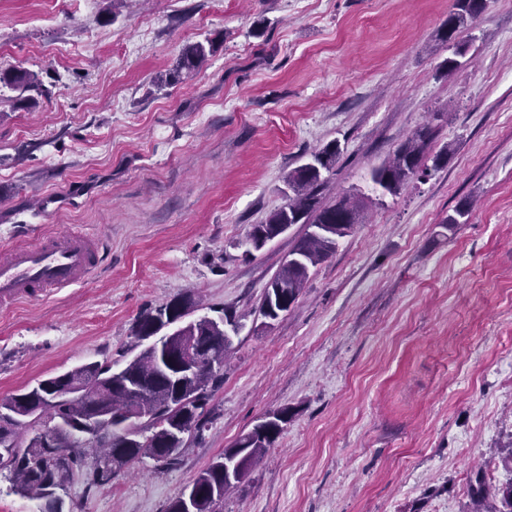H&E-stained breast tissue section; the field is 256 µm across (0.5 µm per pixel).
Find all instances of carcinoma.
<instances>
[{"label": "carcinoma", "instance_id": "obj_1", "mask_svg": "<svg viewBox=\"0 0 512 512\" xmlns=\"http://www.w3.org/2000/svg\"><path fill=\"white\" fill-rule=\"evenodd\" d=\"M486 4L487 0H451L441 32V40L454 49V57L443 64L446 72L459 65L458 33L483 13ZM212 53L210 43L185 46L176 69L158 74L155 82L165 86L182 81L202 68ZM2 88L19 92L16 102L28 110L38 107L39 98L48 93L36 73L16 68L0 69ZM430 137V126L416 129L392 156L372 168L371 180L382 194L395 196L409 181L425 180L432 176L431 170L439 168L442 156L431 169L421 165ZM339 155V145L330 143L288 172L287 203L270 212L265 222L254 225L248 236L247 242L258 251L292 225H309L264 289L259 309L264 318L274 321L288 311L304 288L310 268L329 258L339 239L359 223L360 209L353 195L345 194L330 205L322 204L319 197L327 182L325 174L333 172ZM192 306L191 298L177 296L140 315L134 329L137 353L123 367L115 369L110 362L81 364L0 402V448L6 451V455L0 454V470L9 472L17 493L44 501L41 512H63L61 491L82 468L91 483L104 486L143 457L166 466L179 464V455H170V449L184 447L185 436L203 428L199 409L208 390L223 381L224 358L231 346L226 326L240 328L238 322L222 316L205 315L187 322ZM165 312L177 321V326L160 338L169 353L182 361L197 355L205 358L190 375L167 373L162 368L152 336ZM130 414L142 418L143 424L121 425ZM98 415L109 416V422L94 435L86 437L71 430L80 420ZM59 417L65 425L56 428L49 445L40 431ZM288 419V409L282 408L275 421L253 427L224 449L193 481V512H223L224 493L241 483L273 447ZM87 448L99 449L89 463ZM490 498L499 499L501 507H479L473 512H512V481L492 492L476 488L475 502Z\"/></svg>", "mask_w": 512, "mask_h": 512}]
</instances>
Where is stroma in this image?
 <instances>
[{
	"mask_svg": "<svg viewBox=\"0 0 512 512\" xmlns=\"http://www.w3.org/2000/svg\"><path fill=\"white\" fill-rule=\"evenodd\" d=\"M449 0H0V68L38 74L37 110L0 91V242L88 230L105 263L49 299L0 310V400L119 361L145 311L179 295L241 323L207 422L177 466L145 457L111 484L75 476L68 512H165L261 417L293 412L224 512H470L512 482V0L457 40ZM217 49L157 86L188 44ZM399 195L370 180L417 128ZM324 203L363 218L271 325L266 284L308 230L258 251L253 225L329 143ZM470 201L468 221L444 220Z\"/></svg>",
	"mask_w": 512,
	"mask_h": 512,
	"instance_id": "1",
	"label": "stroma"
}]
</instances>
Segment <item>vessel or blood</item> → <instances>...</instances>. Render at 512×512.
Here are the masks:
<instances>
[{
  "label": "vessel or blood",
  "mask_w": 512,
  "mask_h": 512,
  "mask_svg": "<svg viewBox=\"0 0 512 512\" xmlns=\"http://www.w3.org/2000/svg\"><path fill=\"white\" fill-rule=\"evenodd\" d=\"M104 254L92 237L61 230L33 246L0 249V306L44 298L91 277Z\"/></svg>",
  "instance_id": "b4317fda"
}]
</instances>
